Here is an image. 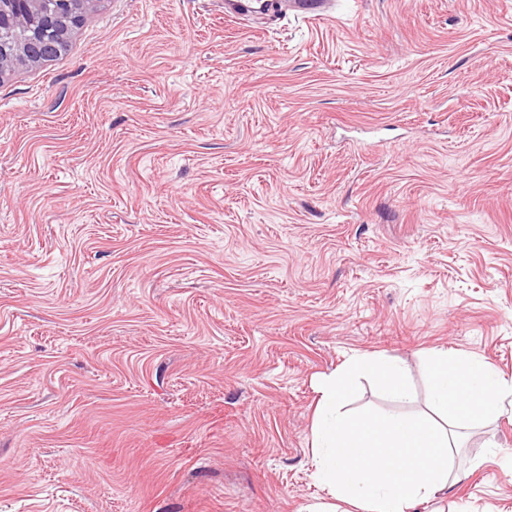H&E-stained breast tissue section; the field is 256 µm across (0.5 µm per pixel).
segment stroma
<instances>
[{"label":"stroma","instance_id":"35a3bbf8","mask_svg":"<svg viewBox=\"0 0 512 512\" xmlns=\"http://www.w3.org/2000/svg\"><path fill=\"white\" fill-rule=\"evenodd\" d=\"M434 349L512 377V0H97L0 81V512H304L322 377ZM334 4V0H225L224 17L272 14L302 19H323L330 16Z\"/></svg>","mask_w":512,"mask_h":512}]
</instances>
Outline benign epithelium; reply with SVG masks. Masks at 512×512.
Returning <instances> with one entry per match:
<instances>
[{
  "mask_svg": "<svg viewBox=\"0 0 512 512\" xmlns=\"http://www.w3.org/2000/svg\"><path fill=\"white\" fill-rule=\"evenodd\" d=\"M73 0H55L54 11L42 16V25L31 31L25 47L15 49L6 44L0 45V79L12 71L20 62L39 64L53 59L58 47L46 42L44 34L47 29L60 31L64 35L72 25L80 22V17L72 14ZM29 26V15L13 11L9 0H0V27L26 28Z\"/></svg>",
  "mask_w": 512,
  "mask_h": 512,
  "instance_id": "benign-epithelium-1",
  "label": "benign epithelium"
}]
</instances>
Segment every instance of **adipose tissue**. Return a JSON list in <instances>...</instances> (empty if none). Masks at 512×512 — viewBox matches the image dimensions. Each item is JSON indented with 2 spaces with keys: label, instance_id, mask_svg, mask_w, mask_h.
Returning <instances> with one entry per match:
<instances>
[{
  "label": "adipose tissue",
  "instance_id": "obj_1",
  "mask_svg": "<svg viewBox=\"0 0 512 512\" xmlns=\"http://www.w3.org/2000/svg\"><path fill=\"white\" fill-rule=\"evenodd\" d=\"M428 371L427 420L346 410L365 377L393 399L409 398L405 370L379 356H353L321 381L312 452L332 502L315 512H337L341 503L354 512H414L448 486V451L457 445L451 424L482 423L512 408V378L486 360L435 350Z\"/></svg>",
  "mask_w": 512,
  "mask_h": 512
}]
</instances>
